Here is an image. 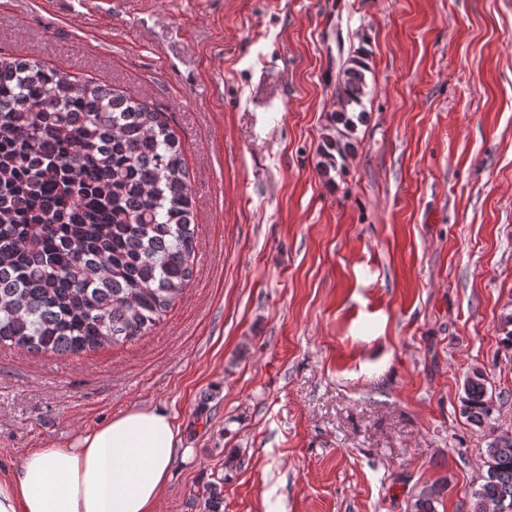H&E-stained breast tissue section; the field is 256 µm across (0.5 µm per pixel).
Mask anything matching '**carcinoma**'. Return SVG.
<instances>
[{"label":"carcinoma","instance_id":"cac0c4a2","mask_svg":"<svg viewBox=\"0 0 512 512\" xmlns=\"http://www.w3.org/2000/svg\"><path fill=\"white\" fill-rule=\"evenodd\" d=\"M368 51L342 63L324 174L343 169L365 113ZM195 228L181 144L163 113L92 76L0 56V344L78 355L151 330L194 273ZM495 406L482 372L461 413ZM472 512H512V435L487 445ZM425 487L411 512H436Z\"/></svg>","mask_w":512,"mask_h":512}]
</instances>
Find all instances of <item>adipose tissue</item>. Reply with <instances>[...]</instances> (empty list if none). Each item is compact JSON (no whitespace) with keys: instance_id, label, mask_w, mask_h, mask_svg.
I'll use <instances>...</instances> for the list:
<instances>
[{"instance_id":"adipose-tissue-1","label":"adipose tissue","mask_w":512,"mask_h":512,"mask_svg":"<svg viewBox=\"0 0 512 512\" xmlns=\"http://www.w3.org/2000/svg\"><path fill=\"white\" fill-rule=\"evenodd\" d=\"M179 438L171 417L134 409L0 476V512H157Z\"/></svg>"}]
</instances>
